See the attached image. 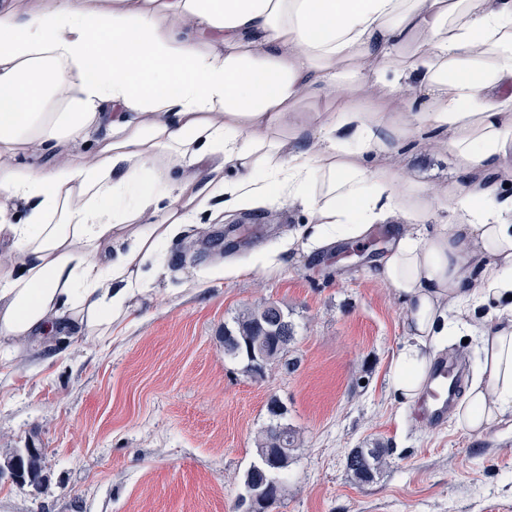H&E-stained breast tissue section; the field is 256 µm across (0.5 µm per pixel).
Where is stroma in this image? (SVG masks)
<instances>
[{"label": "stroma", "instance_id": "1", "mask_svg": "<svg viewBox=\"0 0 512 512\" xmlns=\"http://www.w3.org/2000/svg\"><path fill=\"white\" fill-rule=\"evenodd\" d=\"M430 190L461 181L448 147L427 137L398 157ZM273 207L204 220L166 250L153 290L108 339L55 338L0 364V462L41 452L43 481L0 478V512H238L255 437L277 400L297 436L272 512H512V433L434 428L392 395L388 376L407 315L369 271L385 226L252 269L305 223ZM244 274L204 282L217 264ZM272 302L295 325L294 370L244 372L224 356L225 323ZM388 448L368 483L348 453Z\"/></svg>", "mask_w": 512, "mask_h": 512}]
</instances>
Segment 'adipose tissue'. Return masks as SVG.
I'll return each mask as SVG.
<instances>
[{
    "label": "adipose tissue",
    "mask_w": 512,
    "mask_h": 512,
    "mask_svg": "<svg viewBox=\"0 0 512 512\" xmlns=\"http://www.w3.org/2000/svg\"><path fill=\"white\" fill-rule=\"evenodd\" d=\"M424 135L465 174L432 197L394 160ZM89 137L93 160L30 161ZM509 168L512 0H0V353L105 339L201 215L288 204L318 246L395 225L373 270L408 316L390 389L416 399L466 331L455 418L485 435L512 418V198L486 178ZM468 338V343L464 344L462 343V340ZM452 354L459 358H461L467 366V373H468V366H469V376L468 381L465 387L462 389L458 401L456 403V406H458L466 393V390L468 388V385L478 369L479 366V358H480V352H479V345L477 340L473 336H454L449 342L448 346L440 349L436 355L434 356L433 360L437 358L440 354ZM432 360V361H433ZM465 389V390H464ZM464 391V393H463ZM455 406V407H456Z\"/></svg>",
    "instance_id": "ef3b65f1"
}]
</instances>
